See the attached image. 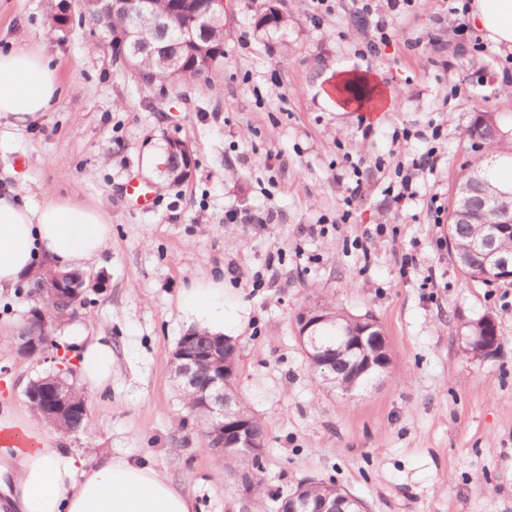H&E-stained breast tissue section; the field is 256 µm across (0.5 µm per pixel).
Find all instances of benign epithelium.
<instances>
[{"label": "benign epithelium", "instance_id": "7a95c632", "mask_svg": "<svg viewBox=\"0 0 512 512\" xmlns=\"http://www.w3.org/2000/svg\"><path fill=\"white\" fill-rule=\"evenodd\" d=\"M226 0H207L206 5L198 7L197 0H177L175 6L166 14L152 12L151 0H64L61 11L50 19V32H64L72 24L74 17L90 16L96 19L92 30L100 29L106 34L103 46L112 52V61L127 68L132 60L149 46L152 35L169 28L175 22L187 30L205 33L209 29L224 25ZM125 16L127 24L119 30L112 29V16L115 13ZM168 154L181 159L184 178L193 174V151L184 142H172ZM512 198V190H500L492 187H460L455 199L459 211L465 212L470 206H486L502 198ZM497 223L484 227V235L477 242L489 267L509 274L512 259L499 254L496 250L498 235L512 231V210L496 211ZM32 279L38 288L35 294L42 298H61L70 310L69 316L77 313L84 303L85 277L80 273L62 272L46 265L45 269L35 272ZM53 313L33 306L25 314V324L13 337L17 354L32 359L44 355L56 347V340L48 332L49 317ZM327 321L324 310H311L304 314L299 322V341L312 366L322 369L324 381L336 388L337 379L329 375V367L335 356V349L317 345V327ZM488 330L483 336L467 337L471 353L483 356L492 353L498 347L497 328L493 319L487 320ZM344 344L358 354L359 362L366 371L382 373L391 363V353L383 332L376 330V322L363 318L355 330L345 335ZM236 346V342L227 336L202 335L190 330L178 340L171 353V366L175 376L181 379L184 389L191 390L195 396L193 413L205 419V436L209 450L220 458L233 457L244 467L233 470L230 476L245 493L254 489V471L262 463L265 454L264 442L255 435V420L240 415L236 405L235 386L237 380V362L224 360V350ZM64 366L48 375L36 387L26 388L25 395L42 417L56 430L62 433L76 432L81 428L85 407H73L68 403L72 385L63 378ZM280 512H347L344 505L334 501H312L295 492L288 497Z\"/></svg>", "mask_w": 512, "mask_h": 512}]
</instances>
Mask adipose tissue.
<instances>
[{"label": "adipose tissue", "mask_w": 512, "mask_h": 512, "mask_svg": "<svg viewBox=\"0 0 512 512\" xmlns=\"http://www.w3.org/2000/svg\"><path fill=\"white\" fill-rule=\"evenodd\" d=\"M473 25L494 43L512 49V0H471ZM62 89L42 52L0 51V116L23 125L38 119ZM111 238L104 211L60 198L36 209L12 193L0 195V291L14 288L38 262L86 270ZM187 313L209 333L224 332L219 286L197 289ZM64 338L75 345L83 386L104 389L112 378V347L72 322ZM0 505L9 512H195L193 500L150 464L106 457L94 469L76 449L51 440L11 405L0 407Z\"/></svg>", "instance_id": "ef3b65f1"}]
</instances>
